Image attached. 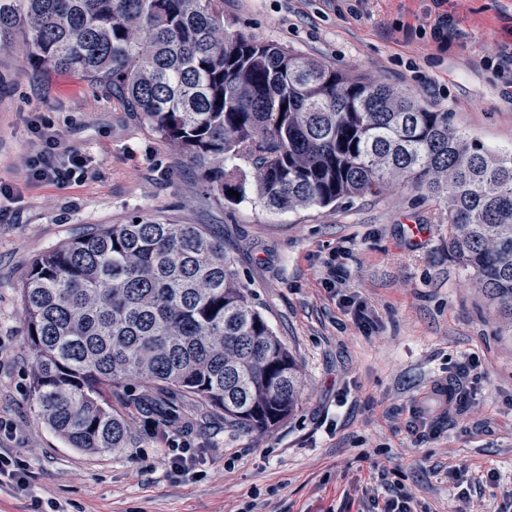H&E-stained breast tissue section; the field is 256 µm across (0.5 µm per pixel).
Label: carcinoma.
I'll list each match as a JSON object with an SVG mask.
<instances>
[{"label":"carcinoma","instance_id":"cac0c4a2","mask_svg":"<svg viewBox=\"0 0 512 512\" xmlns=\"http://www.w3.org/2000/svg\"><path fill=\"white\" fill-rule=\"evenodd\" d=\"M0 49L105 89L230 204L247 195L226 169L241 158L274 212L392 186L444 200L448 248L512 330V154L419 97L230 34L224 0H0ZM22 296L28 399L73 448L127 447L107 393L133 376L163 397L161 425L180 417V397L247 430L298 406L295 357L251 304L224 238L200 224H98L37 258Z\"/></svg>","mask_w":512,"mask_h":512}]
</instances>
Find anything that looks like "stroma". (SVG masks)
Returning <instances> with one entry per match:
<instances>
[{
  "label": "stroma",
  "instance_id": "stroma-1",
  "mask_svg": "<svg viewBox=\"0 0 512 512\" xmlns=\"http://www.w3.org/2000/svg\"><path fill=\"white\" fill-rule=\"evenodd\" d=\"M224 26L286 46L446 112L497 155L512 153V0H224ZM49 120L82 151L94 178L31 181L33 125ZM0 448L24 460L33 495L0 485V512H357L395 485L427 512H512V334L448 248L446 206L414 191L287 213L255 195L232 205L206 191L197 168L121 102L79 74L24 66L0 50ZM141 215L207 224L223 235L252 304L296 357L295 412L268 429L197 414L175 439L201 456L199 475L171 472L163 428L131 404L125 449L69 447L28 400L34 357L21 289L32 262L91 224ZM424 225L425 238L408 235ZM473 357L482 379L458 399L433 393ZM429 398L437 434L408 431ZM465 466L461 479L449 464Z\"/></svg>",
  "mask_w": 512,
  "mask_h": 512
}]
</instances>
